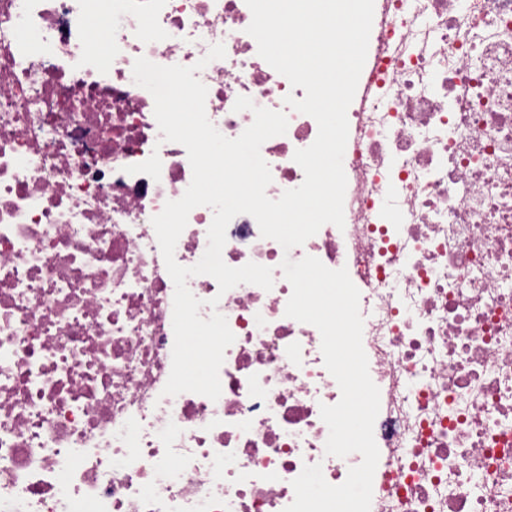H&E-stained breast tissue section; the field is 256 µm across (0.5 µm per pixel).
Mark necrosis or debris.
I'll return each instance as SVG.
<instances>
[{"label": "necrosis or debris", "mask_w": 512, "mask_h": 512, "mask_svg": "<svg viewBox=\"0 0 512 512\" xmlns=\"http://www.w3.org/2000/svg\"><path fill=\"white\" fill-rule=\"evenodd\" d=\"M99 9L0 0V512H284L304 465L342 484L362 457L326 455L320 417L340 388L319 330L285 314L280 265L307 255L360 291L380 390L370 512H512V0H374L344 228L287 251L240 214L222 258L272 268V289L187 280L235 335L215 401L163 393L174 284L152 219L192 170L133 64L204 61L229 138L254 120L238 97L285 112L261 147L272 199L302 184L293 156L318 125L286 107L305 91L259 56L245 0H112L106 63L87 50ZM212 219L190 212L180 265Z\"/></svg>", "instance_id": "1"}]
</instances>
